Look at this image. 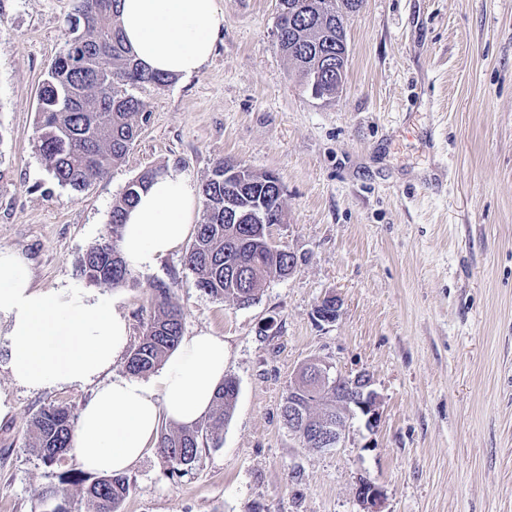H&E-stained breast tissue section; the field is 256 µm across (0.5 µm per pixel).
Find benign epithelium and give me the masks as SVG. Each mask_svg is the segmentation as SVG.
<instances>
[{
    "label": "benign epithelium",
    "mask_w": 512,
    "mask_h": 512,
    "mask_svg": "<svg viewBox=\"0 0 512 512\" xmlns=\"http://www.w3.org/2000/svg\"><path fill=\"white\" fill-rule=\"evenodd\" d=\"M224 218H232L237 224L255 225L256 234L271 248L279 246L274 236L275 228L287 223L284 214L244 207L231 197L224 199ZM326 306H332L339 312L342 300L337 294H329L316 306V318L330 322L331 314L322 312ZM312 375L317 379L320 395L326 397L336 412L322 415L318 413L316 403L300 400L305 392L302 379ZM356 409L365 417L368 428L378 426L381 419L380 399L373 389L372 377L365 371L354 375L343 374L332 363L316 357L301 364L294 379L288 384V433L302 446L316 452L330 453L345 446L348 422ZM355 498L362 512H381L383 492L372 482L364 479L359 481L355 488Z\"/></svg>",
    "instance_id": "benign-epithelium-1"
}]
</instances>
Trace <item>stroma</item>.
<instances>
[{
    "label": "stroma",
    "instance_id": "obj_1",
    "mask_svg": "<svg viewBox=\"0 0 512 512\" xmlns=\"http://www.w3.org/2000/svg\"><path fill=\"white\" fill-rule=\"evenodd\" d=\"M224 32L191 77L136 94V142L85 191L63 186L34 148L38 89L68 39L73 0H0V248L34 281L104 295L138 342L153 282L172 284L182 333L223 337L239 384L217 447L177 476L159 450L127 477L120 512H361L359 480L381 512H512V0H363L348 23L343 87L300 85L277 44V0H220ZM276 173L297 269L240 308L195 286L179 245L112 288L80 259L112 230L129 181L159 168L202 186L218 160ZM343 302L316 321L321 298ZM0 326V512H44L42 490L79 471L45 466L32 421L78 414L93 385L31 392L12 383ZM320 357L368 372L381 421L349 422L323 454L290 437L282 397ZM355 498L362 512H381L380 504L383 499L382 490L368 480H360L355 488Z\"/></svg>",
    "mask_w": 512,
    "mask_h": 512
}]
</instances>
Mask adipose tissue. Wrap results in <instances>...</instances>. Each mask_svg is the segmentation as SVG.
Returning a JSON list of instances; mask_svg holds the SVG:
<instances>
[{"label":"adipose tissue","mask_w":512,"mask_h":512,"mask_svg":"<svg viewBox=\"0 0 512 512\" xmlns=\"http://www.w3.org/2000/svg\"><path fill=\"white\" fill-rule=\"evenodd\" d=\"M119 10L136 61L178 77L204 68L224 27L218 0H120ZM196 207V188L172 172L141 190L122 227L127 268L154 269L189 236ZM0 324L8 328V369L15 385L40 391L95 383L75 425L73 454L97 475L129 471L154 447L162 421L198 422L226 376L224 339L205 330L182 337L149 380L112 375L129 345L126 314L98 294L41 288L27 258L8 248H0Z\"/></svg>","instance_id":"adipose-tissue-1"}]
</instances>
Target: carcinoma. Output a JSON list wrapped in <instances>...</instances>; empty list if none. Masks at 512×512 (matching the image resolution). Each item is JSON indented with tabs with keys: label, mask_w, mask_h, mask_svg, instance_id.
<instances>
[{
	"label": "carcinoma",
	"mask_w": 512,
	"mask_h": 512,
	"mask_svg": "<svg viewBox=\"0 0 512 512\" xmlns=\"http://www.w3.org/2000/svg\"><path fill=\"white\" fill-rule=\"evenodd\" d=\"M68 19L70 38L66 49L52 63L38 92L39 124L35 149L46 169L63 186L85 190L102 181L120 163L138 136V118L145 104L133 90L142 84L158 89L174 77L142 68L126 48L119 26V0H73ZM276 29L283 55L296 67L302 85L310 87L311 63L319 54L336 57V45L346 38L347 17L336 18V0H279ZM163 174L148 169L132 179L112 206V236L90 247L80 261L81 273L90 282L111 287L124 284L129 270L121 255V228L125 210L138 193ZM243 187L246 201L268 211L283 208L282 194L272 183V173L247 174ZM236 185L224 182V161L214 165L202 184L204 213L186 252L185 265L196 285L216 298L238 306L255 302L267 281L279 278L288 262V250L268 249L256 241L246 224L224 223V194ZM233 252L244 268L248 287L233 288L224 272V254ZM151 312L142 336L127 358L126 371L144 376L162 365L178 345L183 313L173 300L172 286H151ZM239 392L236 378L219 388L204 424L177 426L161 433L158 448L171 466L182 474L197 462L202 448L217 440L229 420ZM33 432L38 456L51 466L72 448L74 419L63 407L49 406L34 418ZM84 484L91 512H119L129 494L123 475H99L91 481L74 474L59 477V485L42 492L41 502H52L49 512H69L64 486Z\"/></svg>",
	"instance_id": "carcinoma-1"
}]
</instances>
